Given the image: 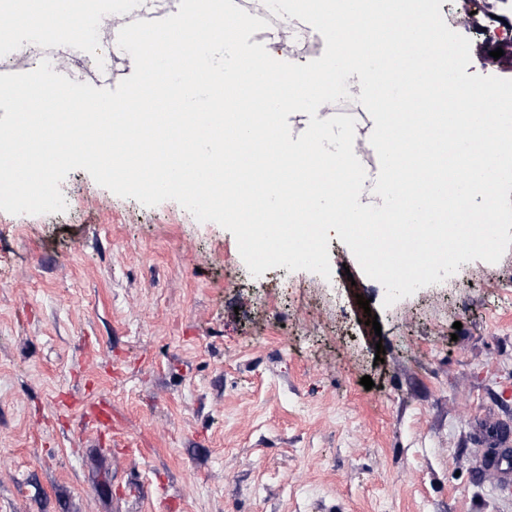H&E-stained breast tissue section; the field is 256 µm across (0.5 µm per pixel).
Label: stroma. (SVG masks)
Returning a JSON list of instances; mask_svg holds the SVG:
<instances>
[{
	"label": "stroma",
	"instance_id": "obj_1",
	"mask_svg": "<svg viewBox=\"0 0 512 512\" xmlns=\"http://www.w3.org/2000/svg\"><path fill=\"white\" fill-rule=\"evenodd\" d=\"M502 8L460 12L467 74L512 79L492 56L512 30L480 34ZM100 10L56 67L99 63L119 16ZM34 33L0 61L36 68ZM60 189L62 212L0 211V512H512V482L480 464L512 425V246L387 307L337 235L330 278L255 277L231 232L175 201L81 169ZM87 400L111 406V435Z\"/></svg>",
	"mask_w": 512,
	"mask_h": 512
}]
</instances>
